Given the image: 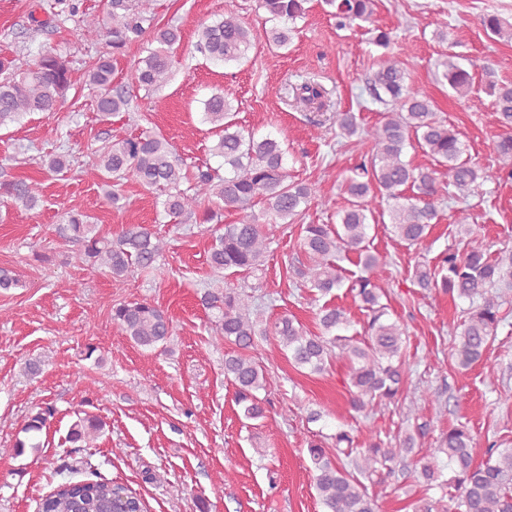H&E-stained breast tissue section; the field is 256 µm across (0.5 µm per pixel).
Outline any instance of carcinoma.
<instances>
[{
  "mask_svg": "<svg viewBox=\"0 0 512 512\" xmlns=\"http://www.w3.org/2000/svg\"><path fill=\"white\" fill-rule=\"evenodd\" d=\"M309 0H258L273 26L265 31L269 45L286 48L295 31L293 24L306 15ZM375 0H323L326 12L344 29L356 21H369ZM486 32L512 40V25L496 15L481 20ZM90 36L108 39L112 55L100 56L85 73L84 83L95 93L96 110L109 118L130 109L131 96L112 87L113 56L127 45L153 31L157 47L148 50L136 69L138 86L156 92L165 85L171 71V54L180 46L181 31L174 25L161 26L155 18L154 0H108L106 16L85 20ZM254 36L250 26L233 12L196 29L194 49L206 59L225 65L247 58ZM408 62L393 58L375 71L368 90L373 99L391 107L386 120L363 129L352 112L336 114L339 130L359 136L366 147L361 161L343 178L348 206L336 224H301L299 252L287 273L309 285L322 296L342 287L346 277L338 264L356 256L363 274L349 280L348 289L369 312L365 336L351 340L336 333L349 324L347 313L327 303L318 313L322 333L309 334L283 315L271 327L261 330L251 318L249 304L236 288L222 292L206 291L201 304L214 318V335L231 346L224 354V375L236 388V403L250 420L265 418L260 390L279 384V377L262 367L248 351L258 347V337L273 335L289 363L314 373L325 369L337 355L347 362L350 404L357 411L368 406L396 401L410 368L406 361V330L396 321L385 319L387 261L370 251L369 229L387 204L394 236L409 247L426 240L432 221L439 215L445 196L466 199L479 193L487 175L470 158L455 125L441 120L433 100L407 82ZM442 78L458 95L464 96L473 84V74L462 67L456 55L443 62ZM0 127L20 121L31 112H55L66 92L74 86L69 61L54 50H45L29 59L18 56L0 61ZM494 107L501 126L508 133L494 144L499 172L512 178V84H490ZM298 104L317 110L327 106L328 92L319 83L305 80L293 87ZM233 91L213 92L203 101L202 121L212 125L217 140L211 147L223 159L224 169L199 164L187 172L184 160L168 141L150 132L112 141L94 151L86 174L103 181L133 178L142 187L160 192L164 217L171 224L195 218L201 224L222 222L226 211L242 214L237 224L224 225L208 251V264L215 273L250 274L262 265L267 251V235L276 224H300L309 202L317 196L314 184L292 179L285 165L286 150L273 138H255L236 128L231 119ZM417 144L434 162L431 168L413 167L402 159L406 146ZM187 187H182L183 183ZM0 197L27 209L38 203L35 188L23 180L0 182ZM260 208L255 213L254 208ZM59 234L76 244L75 262L106 268L116 278L140 270H160L164 244L147 224H126L112 238L100 233L79 211L66 213ZM422 288H442L469 299L472 307L454 336V355L459 366L468 368L483 360L502 314L501 289L512 287V250L492 256L480 246L463 254L446 252L437 269H418L415 274ZM112 320L125 338L139 347L154 349L172 335L169 317L147 302H131L112 307ZM55 410L46 405L30 415L21 426L14 452L25 453L42 447L40 435ZM414 432L405 435L399 448H386L380 432L366 427L358 438L341 430L333 437L336 453L322 440L310 442L308 451L316 470V490L324 512H378V496L370 487L385 483L384 474H393L389 464L413 453L417 438L428 423L424 407L410 409ZM100 420L81 417L68 432L71 443H88L99 437ZM474 437L463 424L453 425L440 436L439 447L417 459L419 474L427 485L455 489L450 495L454 512H512V448H489L481 462L473 456ZM445 456L454 476L440 480L439 456ZM387 472H382V469ZM37 512H144L137 495L109 480L99 478L67 480L43 496Z\"/></svg>",
  "mask_w": 512,
  "mask_h": 512,
  "instance_id": "obj_1",
  "label": "carcinoma"
}]
</instances>
